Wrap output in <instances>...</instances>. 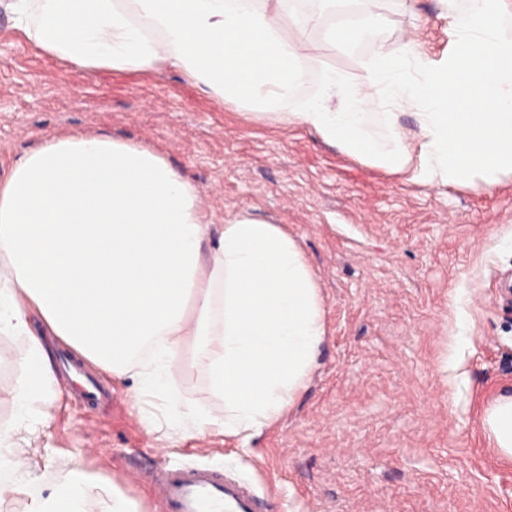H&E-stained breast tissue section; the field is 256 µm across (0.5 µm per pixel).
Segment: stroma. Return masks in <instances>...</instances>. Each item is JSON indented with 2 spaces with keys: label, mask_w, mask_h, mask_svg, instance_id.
<instances>
[{
  "label": "stroma",
  "mask_w": 512,
  "mask_h": 512,
  "mask_svg": "<svg viewBox=\"0 0 512 512\" xmlns=\"http://www.w3.org/2000/svg\"><path fill=\"white\" fill-rule=\"evenodd\" d=\"M344 0L311 29L319 47L300 94L320 70L359 79L378 45L448 49L444 0H407L347 53L326 41L361 12ZM105 135L153 150L202 190L210 223L247 214L280 225L317 276L326 335L305 388L257 438L170 428L162 403L137 402L132 379L89 371L110 392L89 406L56 373L48 403L22 408L21 336L0 334V428L28 466L0 512H32L22 491L79 469L96 485L83 512H166L168 470L229 472L273 512H512V460L481 426L512 393V175L493 186L430 185L362 164L316 132L221 102L179 71L95 73L45 55L0 8V181L45 136ZM183 398L216 421L224 403L207 368L185 353Z\"/></svg>",
  "instance_id": "obj_1"
}]
</instances>
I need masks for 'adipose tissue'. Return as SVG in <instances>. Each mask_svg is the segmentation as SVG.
<instances>
[{
	"mask_svg": "<svg viewBox=\"0 0 512 512\" xmlns=\"http://www.w3.org/2000/svg\"><path fill=\"white\" fill-rule=\"evenodd\" d=\"M11 0L16 27L42 53L85 72L150 70L163 63L234 102L286 105L288 123L346 153L414 179L448 185L512 174V17L507 0H466L448 17L447 55L412 42L379 45L352 81L322 71L300 97L308 27L341 0ZM403 0H383L329 33L344 49L385 26ZM295 25L280 34L282 19ZM383 106L382 140L369 108ZM413 110L417 132L397 127ZM201 192L148 149L104 136L45 137L0 182V333L25 337L15 398L46 401L53 360L43 337L66 341L139 393L161 399L170 426L212 419L183 400L172 378L185 347L205 362L224 402L225 435L260 434L303 389L325 336L320 290L294 238L279 225L238 216L211 224ZM38 311L44 326L32 325ZM482 426L512 458V395ZM95 489L81 472L51 490L25 492L36 512H81Z\"/></svg>",
	"mask_w": 512,
	"mask_h": 512,
	"instance_id": "ef3b65f1",
	"label": "adipose tissue"
}]
</instances>
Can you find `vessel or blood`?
<instances>
[{
	"label": "vessel or blood",
	"instance_id": "vessel-or-blood-1",
	"mask_svg": "<svg viewBox=\"0 0 512 512\" xmlns=\"http://www.w3.org/2000/svg\"><path fill=\"white\" fill-rule=\"evenodd\" d=\"M162 499L168 512H255L256 507L247 483L200 468L167 473Z\"/></svg>",
	"mask_w": 512,
	"mask_h": 512
}]
</instances>
